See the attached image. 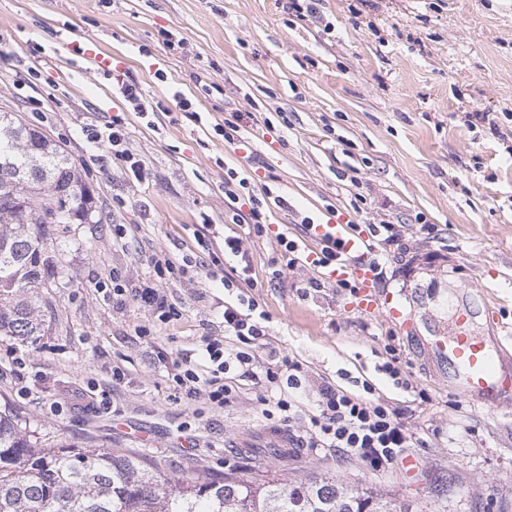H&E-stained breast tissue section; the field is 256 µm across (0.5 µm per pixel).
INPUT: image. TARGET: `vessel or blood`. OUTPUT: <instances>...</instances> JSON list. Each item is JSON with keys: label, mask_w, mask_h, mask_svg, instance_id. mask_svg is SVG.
Segmentation results:
<instances>
[{"label": "vessel or blood", "mask_w": 512, "mask_h": 512, "mask_svg": "<svg viewBox=\"0 0 512 512\" xmlns=\"http://www.w3.org/2000/svg\"><path fill=\"white\" fill-rule=\"evenodd\" d=\"M315 244H336L340 259L328 268L334 280L354 279L363 296L373 297L385 317L414 329L424 328L419 348L428 364L452 366L448 379L450 392L466 397L490 411L512 407V336L506 335L496 312L493 291L484 287L476 290L474 301L483 308L489 321L487 335L472 336L463 327L471 317L468 306L458 308L455 322L424 324L415 321L412 310L421 306L422 294L428 286L424 273L408 277L401 286H379L368 265L359 263L358 255L372 246L368 235L356 231L345 218L311 227Z\"/></svg>", "instance_id": "vessel-or-blood-1"}]
</instances>
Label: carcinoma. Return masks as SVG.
Returning a JSON list of instances; mask_svg holds the SVG:
<instances>
[{
  "label": "carcinoma",
  "instance_id": "cac0c4a2",
  "mask_svg": "<svg viewBox=\"0 0 512 512\" xmlns=\"http://www.w3.org/2000/svg\"><path fill=\"white\" fill-rule=\"evenodd\" d=\"M93 197L75 162L19 118L0 126V335L34 346L44 333L40 289L59 274L55 244L84 224ZM0 512H404L368 488L330 479L215 480L167 474L111 449L38 447L27 420L0 406Z\"/></svg>",
  "mask_w": 512,
  "mask_h": 512
}]
</instances>
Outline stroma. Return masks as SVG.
Listing matches in <instances>:
<instances>
[{
  "label": "stroma",
  "mask_w": 512,
  "mask_h": 512,
  "mask_svg": "<svg viewBox=\"0 0 512 512\" xmlns=\"http://www.w3.org/2000/svg\"><path fill=\"white\" fill-rule=\"evenodd\" d=\"M315 16L277 0H0V113L55 140L78 166L97 204L95 224L71 225L55 248L68 287L45 294L53 310L36 346L0 336V403L51 444L89 443L143 454L180 476L331 478L370 487L410 512H512V411L493 412L448 390V371L427 370L412 340L358 296L299 263L267 279L275 234L305 238L303 220L336 214L391 224L385 264L395 276L414 251L438 255L441 297L468 298L497 284L512 326V0H318ZM172 32L184 47L167 45ZM111 54V78L67 60L62 43ZM137 83L161 103L153 119L119 92ZM183 94L198 119L176 101ZM40 100L45 115L30 108ZM484 112L500 128L468 125ZM115 115L126 122L143 178L101 164L84 130ZM239 116L234 142L216 130ZM244 170L269 205L270 237L244 236L264 311L267 346L308 372L293 419L266 416L262 378L237 381L234 403L169 400L175 361L199 359L205 338H223L224 290L210 253L224 251V168ZM436 225L432 236L421 223ZM126 228L124 238L113 225ZM196 260L188 276L159 282L181 320L163 325L131 297H112V272L148 275L151 260ZM323 281L307 291L309 280ZM154 335H136L140 326ZM400 351L408 387L376 365ZM125 377L113 384V368ZM372 381L412 436L414 470L374 471L332 448H278L269 434H305L321 384Z\"/></svg>",
  "instance_id": "stroma-1"
}]
</instances>
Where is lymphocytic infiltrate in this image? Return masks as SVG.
Wrapping results in <instances>:
<instances>
[{"instance_id": "lymphocytic-infiltrate-1", "label": "lymphocytic infiltrate", "mask_w": 512, "mask_h": 512, "mask_svg": "<svg viewBox=\"0 0 512 512\" xmlns=\"http://www.w3.org/2000/svg\"><path fill=\"white\" fill-rule=\"evenodd\" d=\"M224 196L233 224L246 227L254 237L268 236L270 226L264 202L253 195L248 178L240 176L235 169H227ZM152 265V276L134 289L128 288L121 271H113L114 295L132 293L134 301L150 308L161 324L180 320L181 310L167 302L157 284L186 274V267L168 257L153 259ZM255 310L256 302L252 299L243 306L225 303L224 328L235 336L238 349L229 352L225 350L223 341L207 340L202 352L203 359L210 364V374L206 377L200 376L190 359H182L170 374L172 400H189L203 391L213 409L224 408L236 397L235 389L225 379L229 369H237L244 377L255 376L261 369L268 383L288 388L287 396L276 401V408L285 413L294 411L306 370L302 362L292 358L286 359L281 367L260 363L259 352L264 347L267 330ZM410 441L399 412L377 398L372 382L362 381L357 392L329 383L319 388L315 411L309 419L306 447L336 448L360 458L368 468L379 471L397 463Z\"/></svg>"}]
</instances>
